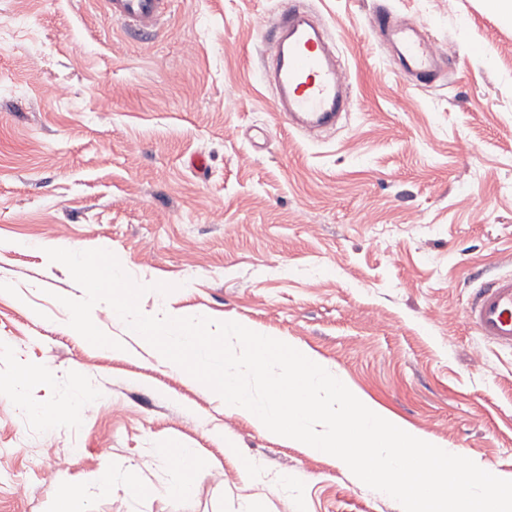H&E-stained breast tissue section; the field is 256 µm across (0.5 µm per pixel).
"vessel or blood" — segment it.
I'll use <instances>...</instances> for the list:
<instances>
[{"instance_id":"vessel-or-blood-1","label":"vessel or blood","mask_w":512,"mask_h":512,"mask_svg":"<svg viewBox=\"0 0 512 512\" xmlns=\"http://www.w3.org/2000/svg\"><path fill=\"white\" fill-rule=\"evenodd\" d=\"M105 17L120 21L140 36H152L168 14L171 0H98ZM375 28L397 51L407 74L424 79L437 70L440 52L423 31L379 10ZM271 48L264 62L274 106L291 127L315 137L335 127L352 105L351 80L337 60L335 44L303 0H287L270 31ZM469 326L485 340L512 349V274L485 281L466 309Z\"/></svg>"}]
</instances>
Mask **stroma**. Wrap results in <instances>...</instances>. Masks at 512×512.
<instances>
[{
    "instance_id": "1",
    "label": "stroma",
    "mask_w": 512,
    "mask_h": 512,
    "mask_svg": "<svg viewBox=\"0 0 512 512\" xmlns=\"http://www.w3.org/2000/svg\"><path fill=\"white\" fill-rule=\"evenodd\" d=\"M284 0H175L132 39L93 0H0V512H402L331 455L259 432L159 363L99 304L123 353L76 336L84 292L44 249L112 252L142 313L283 336L366 399L512 476V352L465 321L512 272V21L484 0H311L354 106L316 140L261 79ZM386 8L444 52L419 81L377 42ZM201 156L205 172L189 161ZM50 377L10 394L15 372ZM101 399L45 431L36 409ZM192 448L186 494L148 450ZM112 472L102 493L91 477Z\"/></svg>"
}]
</instances>
